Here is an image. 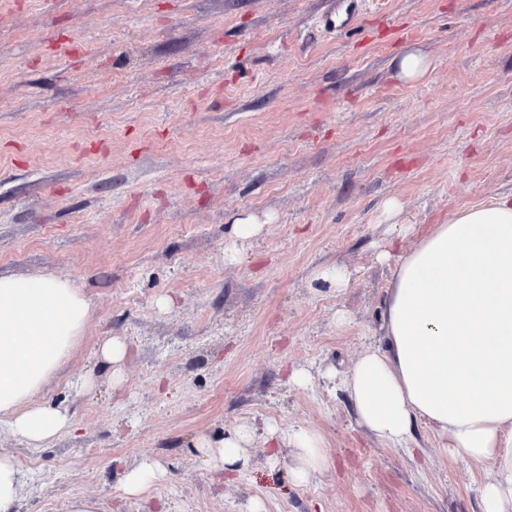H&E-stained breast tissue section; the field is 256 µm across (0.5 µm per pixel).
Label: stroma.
<instances>
[{"label":"stroma","mask_w":512,"mask_h":512,"mask_svg":"<svg viewBox=\"0 0 512 512\" xmlns=\"http://www.w3.org/2000/svg\"><path fill=\"white\" fill-rule=\"evenodd\" d=\"M344 11L0 0V275L69 278L97 309L37 396L67 405L76 435L30 448L0 425L20 512L76 497L99 512H479L491 463H449L424 427L413 454L375 439L340 380L379 340L385 242L412 249L512 194V0H365L336 26ZM410 47L431 65L406 83L394 60ZM246 217L262 230L226 263ZM336 265L341 291L317 277ZM115 336L117 385L99 358ZM270 424L319 432L326 468L294 485ZM242 425L257 435L220 480L199 442ZM145 456L167 477L126 496Z\"/></svg>","instance_id":"obj_1"}]
</instances>
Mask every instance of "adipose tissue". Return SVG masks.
I'll use <instances>...</instances> for the list:
<instances>
[{
  "label": "adipose tissue",
  "instance_id": "adipose-tissue-1",
  "mask_svg": "<svg viewBox=\"0 0 512 512\" xmlns=\"http://www.w3.org/2000/svg\"><path fill=\"white\" fill-rule=\"evenodd\" d=\"M394 273L381 342L353 365L342 387L359 424L407 447L430 428L449 460L490 462L480 512H512V195L460 210L410 250L389 242ZM94 315L62 276H0V422L31 448L72 434L66 407L35 396ZM267 441L294 450L291 479L324 469L322 437L300 428Z\"/></svg>",
  "mask_w": 512,
  "mask_h": 512
}]
</instances>
